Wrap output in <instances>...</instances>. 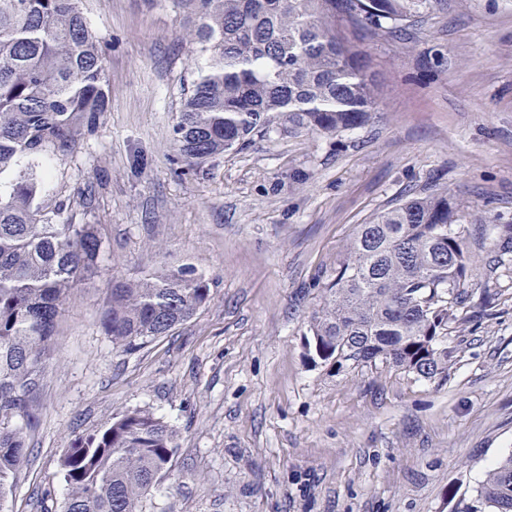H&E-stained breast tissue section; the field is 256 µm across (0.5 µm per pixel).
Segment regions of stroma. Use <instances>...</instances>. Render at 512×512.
<instances>
[{
  "instance_id": "stroma-1",
  "label": "stroma",
  "mask_w": 512,
  "mask_h": 512,
  "mask_svg": "<svg viewBox=\"0 0 512 512\" xmlns=\"http://www.w3.org/2000/svg\"><path fill=\"white\" fill-rule=\"evenodd\" d=\"M112 49L107 112L53 160L47 209L105 227L99 270L76 288L34 396L30 460L5 512H62L74 434L141 407L178 451L145 512H461L512 452V270L487 274L512 224V0H448L410 40H368L382 95L332 137H256L175 174L173 126L204 59L180 0H83ZM443 185L497 216L467 236L490 315L450 330L448 377L336 374L305 349L313 282L356 225ZM195 270L210 299L171 335L125 354L99 326L113 277Z\"/></svg>"
}]
</instances>
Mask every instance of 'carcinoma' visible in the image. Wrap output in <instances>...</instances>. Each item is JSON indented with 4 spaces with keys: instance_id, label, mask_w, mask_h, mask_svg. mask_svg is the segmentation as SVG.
<instances>
[{
    "instance_id": "1",
    "label": "carcinoma",
    "mask_w": 512,
    "mask_h": 512,
    "mask_svg": "<svg viewBox=\"0 0 512 512\" xmlns=\"http://www.w3.org/2000/svg\"><path fill=\"white\" fill-rule=\"evenodd\" d=\"M82 0H0V501L27 462L26 434L56 322L73 289L96 274L98 224L62 220L66 205L40 203L53 153L73 154L107 111L108 46ZM197 18L185 39L205 63L173 127L179 169L243 149L272 131L334 135L365 126L380 89L367 37L407 32L448 0H186ZM467 213L430 187L359 224L317 283L308 321L310 359L337 373L389 365L417 379L448 376V330L477 285ZM488 271L512 254L502 224ZM210 299V285L184 268L115 278L100 316L114 348L132 353L169 335ZM174 430L143 408L78 433L60 460L62 512H144L172 466ZM462 512H512V453L489 469Z\"/></svg>"
}]
</instances>
